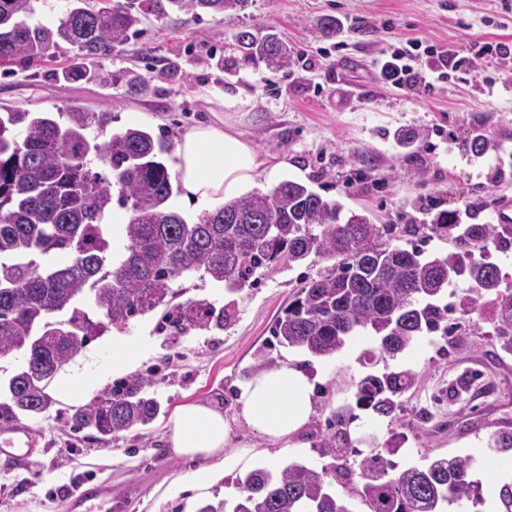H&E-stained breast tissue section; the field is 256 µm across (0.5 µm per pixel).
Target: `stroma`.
<instances>
[{
    "label": "stroma",
    "instance_id": "1",
    "mask_svg": "<svg viewBox=\"0 0 512 512\" xmlns=\"http://www.w3.org/2000/svg\"><path fill=\"white\" fill-rule=\"evenodd\" d=\"M139 18L135 35L110 58L83 61L76 47L63 43L37 67L20 63L0 70V107L108 112L111 130L136 122L175 139L196 126L230 125L286 162L259 177L257 189L299 180L377 224H428L440 211L471 209L479 221L496 224L502 204H512L511 62H488L482 75L465 81L451 76L426 96L385 85L377 76L384 51L398 37L419 36L461 51L486 41L512 44V12L504 13L500 0H251L233 15L145 10ZM329 18L342 21L339 32L323 30ZM245 26L280 34L294 51L293 65L272 72L244 62L234 36ZM131 70L148 81V94L128 92ZM477 121L496 135L498 147L475 161L463 143ZM399 130L415 133L411 148L395 143ZM326 268L312 257L262 271L255 285L232 294L195 274L179 279L176 302L230 303L234 318L221 330L198 326L182 334L158 330L156 312L132 319L123 334L147 337L150 350L133 356L123 374L108 372L112 330L92 339L51 381L50 413L23 420L34 454L24 463L0 455V512H61L73 487L89 479L111 481L124 512H199L204 504L233 500L239 494L236 469L194 499L171 493L202 466L167 444L175 411L193 403L232 418L225 456L243 454L249 468L272 470L294 461L325 464L313 438L328 430L332 410L349 405L351 430L368 428L381 444L390 431L404 433L406 450L392 457L398 466L420 462L425 454L475 453L485 507L495 512L501 454L488 440L496 431L512 433V354L493 351L489 337L478 334L448 354L440 335L422 336L389 363L416 373L414 386L402 396L395 419L376 417L355 398L367 372L361 357L376 348L374 337L358 336L335 355L314 357L279 345L271 333L300 286ZM259 351L272 363L299 360L318 379L305 434L277 457L235 418V394L258 373ZM84 375L91 378L89 390L70 397L63 381ZM135 375L148 378L162 404L152 424L108 442L72 427L73 409Z\"/></svg>",
    "mask_w": 512,
    "mask_h": 512
}]
</instances>
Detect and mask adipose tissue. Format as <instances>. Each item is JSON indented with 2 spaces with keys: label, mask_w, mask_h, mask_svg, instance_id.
<instances>
[{
  "label": "adipose tissue",
  "mask_w": 512,
  "mask_h": 512,
  "mask_svg": "<svg viewBox=\"0 0 512 512\" xmlns=\"http://www.w3.org/2000/svg\"><path fill=\"white\" fill-rule=\"evenodd\" d=\"M176 171L187 199L209 202L237 197L256 184L267 170L254 144L233 127L212 125L187 131L176 145ZM314 382L302 367L283 361L254 375L236 393L237 415L248 428L271 446H287L303 430L314 412ZM232 425L223 411L195 403L180 407L168 430L174 453L207 459L195 471L186 489L202 490L224 474V449Z\"/></svg>",
  "instance_id": "1"
}]
</instances>
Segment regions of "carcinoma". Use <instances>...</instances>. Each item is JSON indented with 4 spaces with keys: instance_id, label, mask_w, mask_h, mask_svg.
<instances>
[{
    "instance_id": "obj_1",
    "label": "carcinoma",
    "mask_w": 512,
    "mask_h": 512,
    "mask_svg": "<svg viewBox=\"0 0 512 512\" xmlns=\"http://www.w3.org/2000/svg\"><path fill=\"white\" fill-rule=\"evenodd\" d=\"M158 14L170 11L238 12L248 0H147ZM32 0H0V67L23 59L41 61L63 41L84 59L112 54L140 19L136 0H114L106 13L89 0H66L56 20L31 21ZM235 44L245 59L281 71L293 64L288 43L255 28L239 31ZM110 113L0 112V358L22 354L20 371L0 401V432L21 419L46 413L53 404L49 381L94 336L111 325L162 310L159 327L184 332L197 325L222 329L235 315L206 299L173 303V285L199 273L229 292L241 290L262 269L300 265L315 256L330 268L305 282L277 316L273 336L284 347L315 357L331 356L349 337L374 333L382 358L405 353L423 333H438L452 347L468 343L473 330L461 321L475 311L491 326L487 335L512 352V286L504 285L491 250L512 248L505 225L464 224L459 211H443L428 226L378 225L369 216L343 213L337 201L306 184L285 179L267 191H252L205 211L193 222L170 203L173 183L164 156L169 136L141 125L98 139ZM497 147L493 135L476 127L463 144L482 157ZM111 178L93 171L92 159ZM131 215L123 225L124 250L112 263V229L105 223L113 192ZM446 237L454 250L426 256L402 238L422 233ZM463 279L471 293L454 305L457 321L439 302ZM68 312L65 320L57 319ZM415 382L409 370L371 372L356 386L357 405L391 417L398 399ZM151 382L132 376L104 397L78 408L72 426L105 438L150 425L161 403ZM347 407L331 412L330 432L314 447L331 461L321 468L292 462L272 471L257 467L239 480L232 501L206 504L199 512H448L482 503L472 458L454 455L397 470L403 435L393 431L384 447L362 455L353 467L342 449L353 446ZM341 487L332 490L331 482Z\"/></svg>"
}]
</instances>
